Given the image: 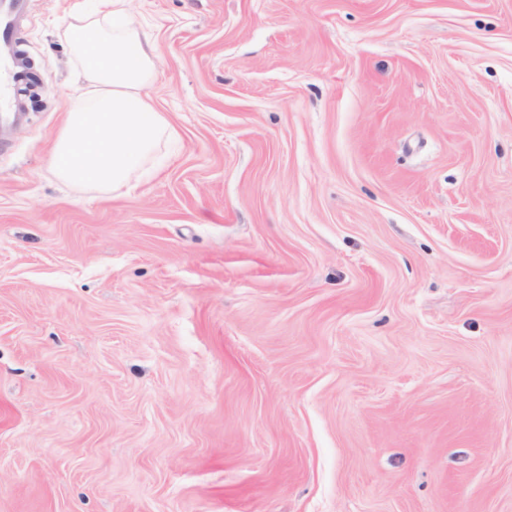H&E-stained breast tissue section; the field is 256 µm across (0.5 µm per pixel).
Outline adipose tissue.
Returning <instances> with one entry per match:
<instances>
[{
  "instance_id": "ef3b65f1",
  "label": "adipose tissue",
  "mask_w": 512,
  "mask_h": 512,
  "mask_svg": "<svg viewBox=\"0 0 512 512\" xmlns=\"http://www.w3.org/2000/svg\"><path fill=\"white\" fill-rule=\"evenodd\" d=\"M126 2L98 0L95 11L74 10L59 29L76 65L77 96L46 165L81 190L122 191L162 142L178 136L146 92L156 78V43Z\"/></svg>"
}]
</instances>
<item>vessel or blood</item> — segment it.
<instances>
[{"instance_id": "obj_1", "label": "vessel or blood", "mask_w": 512, "mask_h": 512, "mask_svg": "<svg viewBox=\"0 0 512 512\" xmlns=\"http://www.w3.org/2000/svg\"><path fill=\"white\" fill-rule=\"evenodd\" d=\"M25 6L26 0H0V135L24 114L18 100L23 72L16 56V34Z\"/></svg>"}]
</instances>
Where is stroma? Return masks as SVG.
Masks as SVG:
<instances>
[{"label":"stroma","mask_w":512,"mask_h":512,"mask_svg":"<svg viewBox=\"0 0 512 512\" xmlns=\"http://www.w3.org/2000/svg\"><path fill=\"white\" fill-rule=\"evenodd\" d=\"M0 148V512H512V0H128L178 132Z\"/></svg>","instance_id":"1"}]
</instances>
